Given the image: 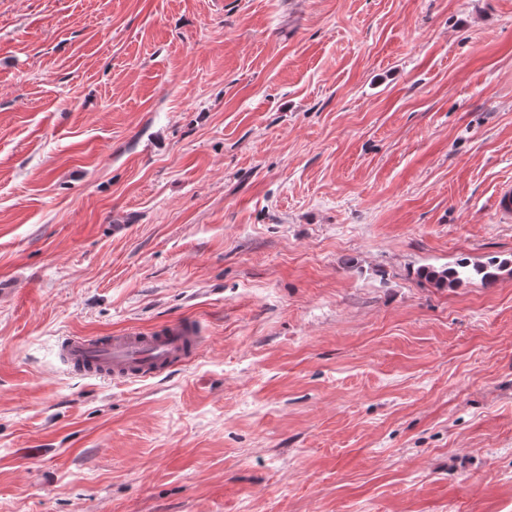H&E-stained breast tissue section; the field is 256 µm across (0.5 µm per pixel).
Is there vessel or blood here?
<instances>
[{"instance_id":"b4317fda","label":"vessel or blood","mask_w":512,"mask_h":512,"mask_svg":"<svg viewBox=\"0 0 512 512\" xmlns=\"http://www.w3.org/2000/svg\"><path fill=\"white\" fill-rule=\"evenodd\" d=\"M203 344L194 323L176 320L151 332L131 328L101 336H64L58 353L67 369L82 377L146 381L186 364Z\"/></svg>"}]
</instances>
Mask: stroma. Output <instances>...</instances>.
Here are the masks:
<instances>
[{"label":"stroma","mask_w":512,"mask_h":512,"mask_svg":"<svg viewBox=\"0 0 512 512\" xmlns=\"http://www.w3.org/2000/svg\"><path fill=\"white\" fill-rule=\"evenodd\" d=\"M507 182L512 0H0V512H512ZM510 259L490 258L487 263L473 264L460 259L453 266L423 267L419 276L432 283L436 288H454L464 281L479 279L484 284L494 282L499 272L511 266ZM203 344L194 323L176 320L151 332L131 328L101 336H62L58 353L67 369L82 377L146 381L186 364Z\"/></svg>","instance_id":"obj_1"}]
</instances>
